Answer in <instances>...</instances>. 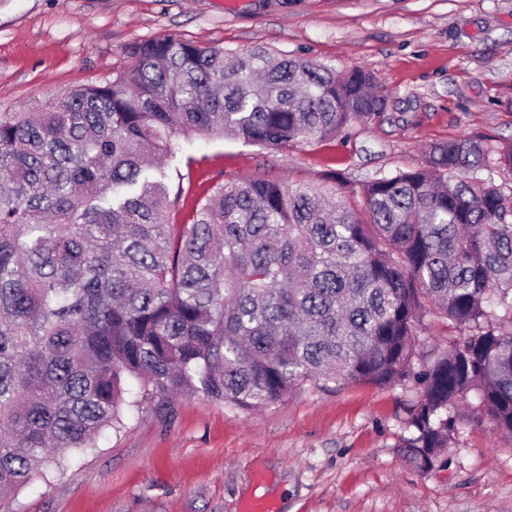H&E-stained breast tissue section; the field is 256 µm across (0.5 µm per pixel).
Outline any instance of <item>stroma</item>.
Instances as JSON below:
<instances>
[{"label": "stroma", "instance_id": "35a3bbf8", "mask_svg": "<svg viewBox=\"0 0 512 512\" xmlns=\"http://www.w3.org/2000/svg\"><path fill=\"white\" fill-rule=\"evenodd\" d=\"M176 33L200 45H264L340 70L360 68L383 116L314 143L185 144L175 205L190 221L214 184L264 177L352 185L423 165L428 146L473 136L512 142V0H0V112H41L76 86L111 80L134 43ZM416 384L306 382L247 412L203 397L148 400L121 431L33 475L6 512H512V436L458 410L443 460L422 471L398 445Z\"/></svg>", "mask_w": 512, "mask_h": 512}]
</instances>
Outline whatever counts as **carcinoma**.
Here are the masks:
<instances>
[{
    "instance_id": "obj_1",
    "label": "carcinoma",
    "mask_w": 512,
    "mask_h": 512,
    "mask_svg": "<svg viewBox=\"0 0 512 512\" xmlns=\"http://www.w3.org/2000/svg\"><path fill=\"white\" fill-rule=\"evenodd\" d=\"M112 80L0 113V491L97 447L153 397L245 411L301 383L423 386L399 448L443 457L474 393L512 435V144L430 146L361 209L336 188L227 180L170 220L194 138L276 149L379 119L384 95L267 47L162 34ZM458 334L423 358L426 321Z\"/></svg>"
}]
</instances>
